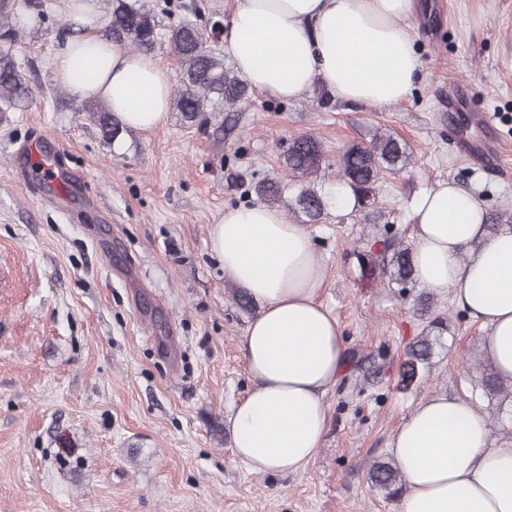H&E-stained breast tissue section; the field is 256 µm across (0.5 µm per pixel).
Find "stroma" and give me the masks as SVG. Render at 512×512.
I'll use <instances>...</instances> for the list:
<instances>
[{
    "label": "stroma",
    "instance_id": "1",
    "mask_svg": "<svg viewBox=\"0 0 512 512\" xmlns=\"http://www.w3.org/2000/svg\"><path fill=\"white\" fill-rule=\"evenodd\" d=\"M44 3L45 20L14 44L32 96L0 112V512H398L369 472L391 460L394 431L431 396L472 403L490 447H512V406L480 388L479 322L448 290L373 283L358 263L372 238L411 245L409 203L441 181L512 214V0H414L420 72L399 104H347L317 79L299 99L258 91L199 126L172 111L115 143L93 101L58 82L66 0ZM454 80L468 91L457 112ZM474 114L497 131L495 164L463 154L458 129ZM378 128L408 144L410 164L384 173L371 208L307 227L326 270L316 298L362 368L326 394L311 464L249 471L228 416L253 386L244 336L255 313L232 298L212 226L256 203L257 181L300 186L286 165L298 136L320 140L327 166L314 183L328 191L343 148ZM46 141L94 198L78 218L15 175L17 148ZM428 292L447 328L431 337L425 380L402 391L399 366L422 333L416 307Z\"/></svg>",
    "mask_w": 512,
    "mask_h": 512
}]
</instances>
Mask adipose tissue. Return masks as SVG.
Returning <instances> with one entry per match:
<instances>
[{
  "label": "adipose tissue",
  "mask_w": 512,
  "mask_h": 512,
  "mask_svg": "<svg viewBox=\"0 0 512 512\" xmlns=\"http://www.w3.org/2000/svg\"><path fill=\"white\" fill-rule=\"evenodd\" d=\"M412 8V0H236L224 40L254 89L297 99L319 77L343 101L390 106L419 75L404 23ZM67 18L75 33L55 58L58 81L103 100L123 126L161 124L167 68L104 36L96 0H68ZM409 210L415 278L448 289L480 321L483 359L512 378V229L489 233L486 208L451 182L424 190ZM211 241L225 275L262 305L245 336L255 385L228 420L233 454L256 472H298L321 447L324 396L347 361L340 325L316 299L325 268L305 227L262 204L226 209ZM390 450L405 485L398 512H512V448H489L486 420L469 403L421 402Z\"/></svg>",
  "instance_id": "adipose-tissue-1"
}]
</instances>
